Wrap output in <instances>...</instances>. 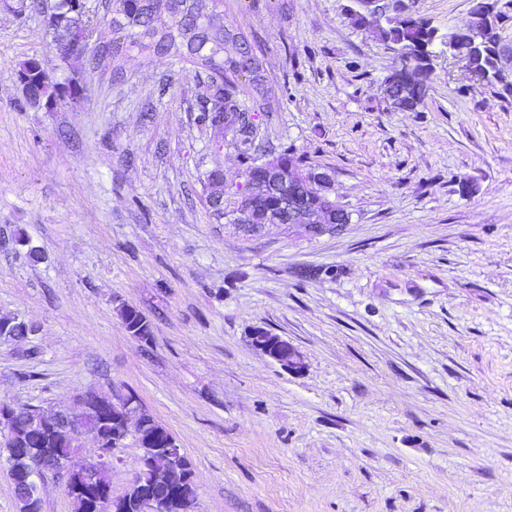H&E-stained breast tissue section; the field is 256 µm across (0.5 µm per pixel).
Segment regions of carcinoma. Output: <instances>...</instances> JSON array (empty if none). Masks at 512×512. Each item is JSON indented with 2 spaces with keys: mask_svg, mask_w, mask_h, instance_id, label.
Here are the masks:
<instances>
[{
  "mask_svg": "<svg viewBox=\"0 0 512 512\" xmlns=\"http://www.w3.org/2000/svg\"><path fill=\"white\" fill-rule=\"evenodd\" d=\"M223 0H112L110 24L120 34V40L112 42V58L120 60L127 49L140 44L141 39L150 40V47L158 54L188 61L198 75H205L210 91L206 107L217 113L211 126L224 131V113L236 112L238 78L246 77L255 96L265 99L263 78L257 58H252L243 49L244 35L231 28L224 29ZM470 27L478 32L475 52L483 57L484 68L492 64V55L501 46L500 22L502 11L497 0H489L488 10L480 12L472 5ZM165 15L170 24L157 27L155 21ZM48 27L57 53L64 61L72 59V47L81 43L88 45L90 25L83 15L71 11L68 0L58 2V13L50 15ZM378 35L406 49L405 66L409 72L392 83L395 91L390 94L391 107L401 112H417L423 108L428 95V86L420 79L424 65L418 55L422 49H433L437 29L421 18L402 21L390 18L378 26ZM17 77L26 79L32 90L29 105L51 107L65 100L81 96L82 88L71 79L60 80L39 66V61L27 59L19 65ZM241 165L250 181L256 184L251 190L245 224H274L280 211L279 199L259 188L265 182V170L254 165L256 158L250 153L246 141L238 142ZM205 186L210 190L209 198L216 221L227 217L224 211V179L215 171L206 177ZM119 316L126 330L147 343L153 338V325L140 311L131 305L121 304ZM35 329L14 318H0V340L9 341L30 336ZM12 440H21V448L6 449V461L16 471L45 467L49 458L45 448L57 449L54 459L70 464L75 458L73 430L64 423L45 414L21 408L19 425L11 429ZM27 496L18 497L19 512H42V497L38 487H26Z\"/></svg>",
  "mask_w": 512,
  "mask_h": 512,
  "instance_id": "carcinoma-1",
  "label": "carcinoma"
}]
</instances>
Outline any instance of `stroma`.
Returning a JSON list of instances; mask_svg holds the SVG:
<instances>
[{
	"mask_svg": "<svg viewBox=\"0 0 512 512\" xmlns=\"http://www.w3.org/2000/svg\"><path fill=\"white\" fill-rule=\"evenodd\" d=\"M403 2L438 32L419 112L388 107L397 55L352 0H224L261 62L259 138L324 168L350 216L254 237L212 217L205 172L230 212L243 167L189 63L66 62L55 0H0V318L34 328L0 342V398L136 395L192 464L190 512H512V90L448 55L472 0ZM30 58L81 99L30 106ZM326 201L329 206L325 207L326 210L336 212V224H304L308 231L314 235H323V234H336L344 228V226L349 221L348 213L333 199H331L328 194H326ZM118 312L124 328L131 331L133 336H138L145 343L153 339L151 321L147 317L144 318L136 307L123 303L119 306ZM133 336L131 337L136 339ZM263 329L264 328L257 327L253 330L251 336L252 345L263 355L271 359L273 362L279 364L288 372L293 374L303 372L305 363L303 362L298 351L290 342H288L287 339H284L281 336H276V340L279 343V349L274 353H270L268 350L264 349L262 345H260L258 341V335L262 334L261 330Z\"/></svg>",
	"mask_w": 512,
	"mask_h": 512,
	"instance_id": "stroma-1",
	"label": "stroma"
}]
</instances>
